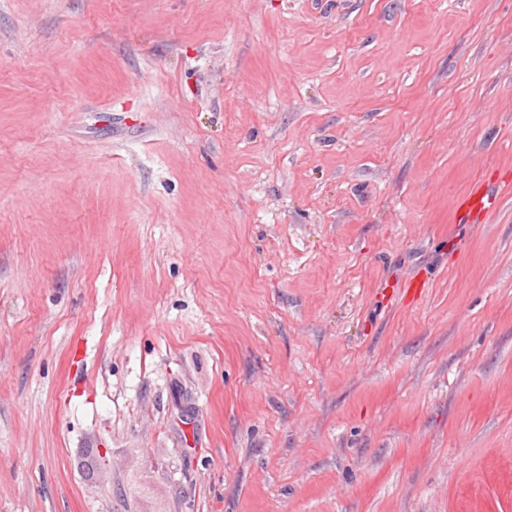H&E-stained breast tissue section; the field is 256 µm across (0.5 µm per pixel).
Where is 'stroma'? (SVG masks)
Listing matches in <instances>:
<instances>
[{"instance_id":"35a3bbf8","label":"stroma","mask_w":512,"mask_h":512,"mask_svg":"<svg viewBox=\"0 0 512 512\" xmlns=\"http://www.w3.org/2000/svg\"><path fill=\"white\" fill-rule=\"evenodd\" d=\"M0 512H512V0H0Z\"/></svg>"}]
</instances>
